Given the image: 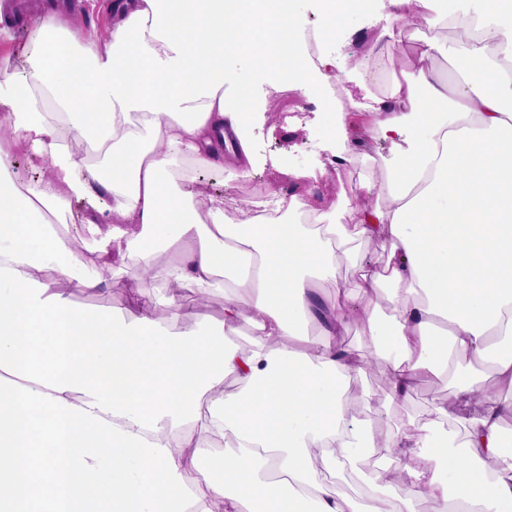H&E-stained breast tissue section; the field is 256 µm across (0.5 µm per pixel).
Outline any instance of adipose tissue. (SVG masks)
<instances>
[{
	"instance_id": "adipose-tissue-1",
	"label": "adipose tissue",
	"mask_w": 512,
	"mask_h": 512,
	"mask_svg": "<svg viewBox=\"0 0 512 512\" xmlns=\"http://www.w3.org/2000/svg\"><path fill=\"white\" fill-rule=\"evenodd\" d=\"M432 26L465 29L467 67L450 87L434 67L439 40L419 50L412 78L386 96H364L375 115L357 129L337 112L328 134L352 160L374 140L395 155L384 208L335 213L270 193L268 207L306 208L307 224L224 221L223 201L199 205L177 184L173 161L220 172L225 154L249 151L252 114L224 93L225 60L252 58L272 80L311 99L339 67L324 52L317 67L296 55L302 28L293 0H116L109 39L82 43L55 14L35 21L30 69L0 96L13 135L0 145V512H512V452L501 425L512 403L481 402L463 432L448 409L403 424L378 448L344 398L364 361L342 346L343 312L357 296L391 291L396 307L366 315L367 344L386 364L393 396L418 380L449 378L468 403L479 378L450 370L465 355L512 388V0H388ZM103 152L87 168L70 139ZM29 143L49 157L54 180L18 200L5 179L13 150ZM111 208L107 226L88 223L92 249L73 250L43 218L71 199ZM383 241V265L359 264L362 243ZM179 252L165 274L197 287L228 277L224 324L197 321L185 333L163 326L150 304L115 313L81 309L46 277L88 272L111 259L149 262ZM353 269L355 286L329 305L315 280ZM248 348L224 331L240 319ZM321 324L302 349L278 345L304 322ZM238 387L225 392V377ZM226 442L221 475L207 447ZM405 456L408 488L380 508L337 494L322 471L351 468L366 450ZM322 470H314L313 458ZM498 468L487 475L485 460Z\"/></svg>"
}]
</instances>
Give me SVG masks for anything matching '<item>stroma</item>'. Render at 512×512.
<instances>
[{
	"label": "stroma",
	"instance_id": "35a3bbf8",
	"mask_svg": "<svg viewBox=\"0 0 512 512\" xmlns=\"http://www.w3.org/2000/svg\"><path fill=\"white\" fill-rule=\"evenodd\" d=\"M113 2L79 0L77 8L61 9L59 16L82 39L97 40L112 30L115 21ZM389 23L388 11L382 7L380 0H374L371 15L349 12L343 19L342 28L345 51L355 56L363 55L377 33ZM32 31L33 27L29 24L14 29L0 22V57L12 63L9 70L0 69V84L23 76L25 63L22 55L32 43ZM432 34L428 24H413L402 41L386 43L388 68L382 79H375L368 71L348 67L344 70L343 82L336 85L337 91L343 94L360 85L371 94L384 93L393 78L410 74L414 53ZM226 76L227 93L232 96L244 95L250 103L255 120L250 143L256 164L245 176L229 167L220 176L197 174L194 187L202 199H223L224 211L229 214L243 205L261 203L273 188L289 183L287 171L313 170L317 173L315 179L293 186L302 197L318 200L326 209H334L337 201L345 198L362 208L384 204L381 186L394 160L387 142H377L373 149L358 155L356 162L348 164L336 190L328 191V154L323 145L335 122V109L317 106L312 119L304 125L294 119L286 121L282 114L290 109L289 89L276 85L249 58L230 59ZM53 175L49 159L39 156L36 148L21 147L16 150L11 179L18 189L38 184ZM172 257V252H158L145 274H105L100 286L95 289L85 288L77 272L62 279L60 287L71 303L92 310H118L139 299L151 302L156 313L165 316L169 313L165 299L174 295L183 306L214 319L222 318V291H204L187 286L179 292L174 282L166 279L164 269ZM452 397L453 390L448 382L432 375L421 379L411 395L392 397L389 372L382 362L376 361L372 366L363 368L352 380L347 392V407L351 415L368 421L376 434L386 437L407 420L434 415L438 408L448 406ZM401 470L399 459H391L383 466L379 463L378 454L365 453L358 457L352 469L332 477L331 482L340 495L350 498L358 497L366 482L376 476L382 477L385 491L399 492L403 489Z\"/></svg>",
	"mask_w": 512,
	"mask_h": 512
}]
</instances>
